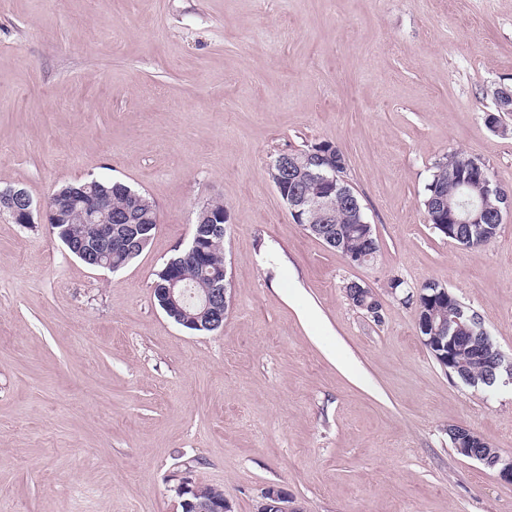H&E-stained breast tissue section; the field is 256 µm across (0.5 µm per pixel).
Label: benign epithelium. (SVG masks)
<instances>
[{
  "instance_id": "7a95c632",
  "label": "benign epithelium",
  "mask_w": 512,
  "mask_h": 512,
  "mask_svg": "<svg viewBox=\"0 0 512 512\" xmlns=\"http://www.w3.org/2000/svg\"><path fill=\"white\" fill-rule=\"evenodd\" d=\"M346 163L336 156V148L327 151L312 150L306 155L304 162L289 157L282 158L271 170V180L281 193L282 200L294 223L302 226L311 236H318L324 244L334 250L341 247L340 234L327 227L329 218L336 212V203H341L347 210L350 220L358 225L361 240L365 247L361 251L346 252L344 258L351 265H365L372 260L371 252L372 225L362 220L363 205L355 195L352 187L340 176L337 170ZM471 170L476 176L464 180V185L476 193L477 204L461 210L448 204L444 196H435L429 202V208L436 213L440 228L445 233H451L462 227L483 229L482 223L488 214L483 202L491 197L497 205L492 210L495 222H501L504 216L512 211V191L507 190L490 180L485 170L477 160L471 161ZM313 181L319 186L315 195H309L301 189V183ZM81 200L82 223L94 225V233L90 241L81 248V259L89 266L97 268L102 265L101 255L112 250H134L144 244L142 229L132 221L129 214L112 215V189L98 185L90 192L78 190ZM52 201L47 200L42 205L34 206L30 195L23 189H0V214L8 215L15 224L34 223V213L45 216L44 223H51ZM224 218H211L201 221L195 234L193 255L201 253L199 240L204 236L221 237L226 234L227 227L222 224ZM183 261L177 257L169 261L171 274L169 288L165 289L166 303L164 309L176 322H181L182 303L190 300L202 306L203 314L209 320L208 326L221 329L224 326L232 306V284L228 276H216L208 286L199 289H189L186 283L176 275V268ZM464 316L462 308H457L455 316L448 320L442 316L438 323H430L423 327L429 335L422 337L423 344L441 364L447 368L453 366L452 358L461 339L446 333L448 323H457ZM481 335V342H474V337H466V342L480 357L495 359L499 369L498 376L488 378V381L512 385V356H505L494 346L482 320L477 316H469ZM466 453L472 459L478 460L496 471L501 480L512 483V457H505L498 451L489 452L483 448V440L469 428L464 429ZM179 495L190 494L182 500L183 512H234L232 504L223 496H215L205 487L189 480L185 481L178 490ZM257 512H303V507L296 503L280 488L269 487L262 496Z\"/></svg>"
}]
</instances>
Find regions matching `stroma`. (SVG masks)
Returning <instances> with one entry per match:
<instances>
[{"label": "stroma", "mask_w": 512, "mask_h": 512, "mask_svg": "<svg viewBox=\"0 0 512 512\" xmlns=\"http://www.w3.org/2000/svg\"><path fill=\"white\" fill-rule=\"evenodd\" d=\"M501 83L512 0H0V187L39 203L117 180L159 216L116 272L0 216V512H182L186 479L234 512L271 485L305 512H512V485L448 434L512 456V386L449 375L389 287L447 288L512 355V214L467 248L423 206L451 151L512 189ZM320 142L347 156L369 265L294 224L269 178ZM213 200L234 305L193 332L152 286Z\"/></svg>", "instance_id": "stroma-1"}]
</instances>
